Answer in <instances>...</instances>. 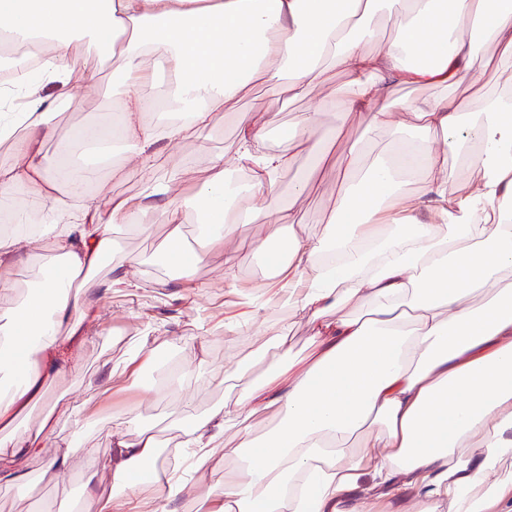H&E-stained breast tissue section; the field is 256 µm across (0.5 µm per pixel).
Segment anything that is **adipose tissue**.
Here are the masks:
<instances>
[{"label": "adipose tissue", "instance_id": "adipose-tissue-1", "mask_svg": "<svg viewBox=\"0 0 512 512\" xmlns=\"http://www.w3.org/2000/svg\"><path fill=\"white\" fill-rule=\"evenodd\" d=\"M378 0H0V68L19 74L0 87V199L24 190L17 211L44 217L32 234H0V321L11 329L0 371L18 377L0 398L8 425L33 399L41 377L32 356L49 371L66 338L100 320L99 308L72 291L112 250V227L142 230L162 220L170 227L167 263L184 276L193 266L181 254V226L196 213L207 230L195 254L235 235L236 214L249 201L254 220L285 222L279 177L293 153L311 156L314 171L332 166L329 141L317 133V115L304 113L282 152L254 150L265 127L243 124L240 145L228 157L198 154L192 165L206 179L187 183V168L169 166L163 144L199 138L256 83L303 97L331 57L347 82L336 95L356 114L365 135L411 114L424 132L401 142L360 170V147L344 159L327 241L343 263L321 267V244L295 241L287 258L266 239L252 246L283 277L276 300L314 325L311 360L294 361L286 334L267 337L277 357L267 377L246 395L187 423L192 468L203 474L220 460L212 446L248 415L273 407L282 420L267 437L244 433L239 475L202 494L208 512H370V491L399 496L412 489L415 512H512V289L501 285L512 269V0H401L398 36L378 53L363 43L384 41L372 16ZM498 54L502 97L485 100L478 119L482 61L475 35ZM88 38L113 58L122 95L118 127L61 134L50 121L54 102L43 84L77 83L97 91L94 72L76 73L74 39ZM38 44L43 67L29 72L21 47ZM167 82H159L160 70ZM451 85L456 95L395 103L402 85ZM58 153L75 142L118 143L120 165L76 166L72 191L62 195L53 166L39 157L47 142ZM456 157L470 175L448 171ZM249 174L245 194L231 173ZM421 183L428 218L388 217L383 203L398 192L396 175ZM140 178L131 196L111 194L109 181ZM50 251L63 277H44L15 301L10 271ZM490 290L482 303L477 292ZM129 412L115 420L114 473L135 486L151 473L153 493L137 502L125 495L100 512H180L177 482L161 461L153 435L137 430Z\"/></svg>", "mask_w": 512, "mask_h": 512}]
</instances>
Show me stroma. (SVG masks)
Instances as JSON below:
<instances>
[{
  "mask_svg": "<svg viewBox=\"0 0 512 512\" xmlns=\"http://www.w3.org/2000/svg\"><path fill=\"white\" fill-rule=\"evenodd\" d=\"M72 54H84L85 69L96 72L99 93L86 97L73 87L49 86L45 95L56 99L52 114L60 132L97 119L100 102L109 98L119 101L120 88L109 62L77 42ZM346 77L338 70H326L302 98L280 103V92L272 84H258L237 103L234 112L217 122L202 138L173 145L172 165H183L186 158L205 151L214 156L232 154L239 144V124L255 111H263L265 150H284L288 131L305 112L320 108V130L343 126V133L331 145L336 161H343L353 141L360 139L361 126L354 115L345 111L336 97L337 87ZM311 166L310 158L296 154L291 166L280 177L281 204L289 208L294 221L285 224H242L231 241L213 249L206 261L195 270L200 289L196 294H182L177 272L163 262L162 256L169 228L155 223L144 233L117 224L112 228L114 245L95 274L96 282L107 281L113 269L125 266L128 257H139L134 268L139 282L136 289L113 291L100 297V323L86 336L61 349L62 370L44 380L41 392L16 419L13 430L17 438L31 437L44 421H52L55 437L69 438L75 421H83V441L93 456H76L66 467L54 469L50 462L55 446L44 448L40 455L28 458L24 470L31 479L26 492L0 485V512H40L41 506L53 505L56 499L69 497L85 501L89 473H98L104 482L105 495L116 490L112 462L115 456L113 416L135 411L141 428L151 431L165 446L182 445V428L187 412L199 416L246 393L266 373L260 357L266 353V337L286 332L293 346V359L300 360L312 350V326L292 317L287 307L271 304L255 324V334L226 335L224 328L236 323L246 300L257 287L271 288V273L251 246L255 236L279 241L289 237L320 241L336 204L340 187L337 169L316 178L310 193L300 198L290 194L291 185L304 177ZM234 252L232 271L238 285H224V254ZM229 369L222 386L208 379L188 377L183 386L171 387L167 375L179 366H195L198 360ZM128 365L125 375L112 379V387L103 394H91L89 386L108 367Z\"/></svg>",
  "mask_w": 512,
  "mask_h": 512,
  "instance_id": "obj_1",
  "label": "stroma"
}]
</instances>
